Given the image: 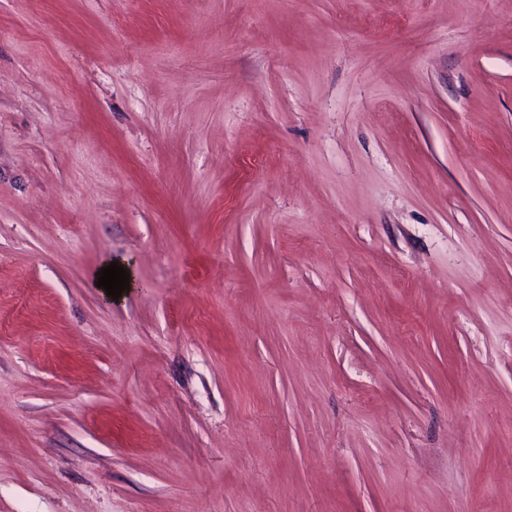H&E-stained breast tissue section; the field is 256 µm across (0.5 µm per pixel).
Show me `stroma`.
I'll return each mask as SVG.
<instances>
[{
  "label": "stroma",
  "instance_id": "stroma-1",
  "mask_svg": "<svg viewBox=\"0 0 512 512\" xmlns=\"http://www.w3.org/2000/svg\"><path fill=\"white\" fill-rule=\"evenodd\" d=\"M0 512H512V0H0Z\"/></svg>",
  "mask_w": 512,
  "mask_h": 512
}]
</instances>
